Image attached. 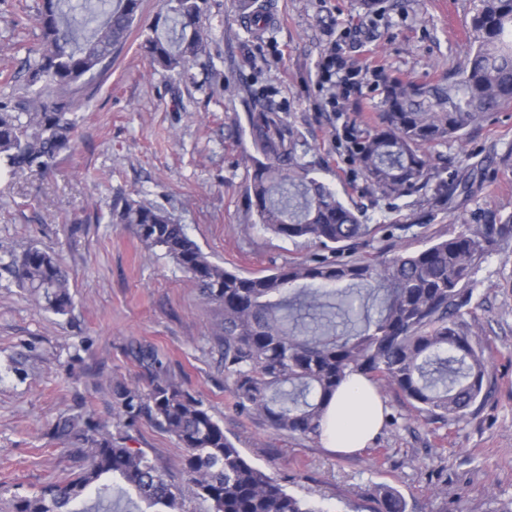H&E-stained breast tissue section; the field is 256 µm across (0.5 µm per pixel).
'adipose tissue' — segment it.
<instances>
[{"label": "adipose tissue", "instance_id": "ef3b65f1", "mask_svg": "<svg viewBox=\"0 0 512 512\" xmlns=\"http://www.w3.org/2000/svg\"><path fill=\"white\" fill-rule=\"evenodd\" d=\"M383 422L381 402L374 387L360 375L346 379L332 398L329 418L320 429L328 447L352 453L367 446Z\"/></svg>", "mask_w": 512, "mask_h": 512}]
</instances>
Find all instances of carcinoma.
<instances>
[{
  "instance_id": "cac0c4a2",
  "label": "carcinoma",
  "mask_w": 512,
  "mask_h": 512,
  "mask_svg": "<svg viewBox=\"0 0 512 512\" xmlns=\"http://www.w3.org/2000/svg\"><path fill=\"white\" fill-rule=\"evenodd\" d=\"M206 0H162L144 52L154 66L185 71L209 54ZM140 0H42L44 49L28 65L25 93L0 100V172L15 178L50 171L77 131L76 94L96 78L126 41ZM471 37L462 62L448 69V87L386 77L372 128L352 136L351 156L369 187L401 198L435 178L432 145L461 142L470 128L512 108V0H473ZM256 156L246 187L258 224L322 250L308 262L265 275H244L209 259L186 226L159 205L112 198L114 224L132 227L146 248L160 249L187 273L203 299L222 310L215 336L235 407L278 432L319 437L336 389L350 375L393 388L428 420H462L490 384L488 359L471 315L473 277L481 261L512 239V215L498 224H468L414 252L377 261L343 257L369 225L296 153L297 130L274 112L250 118ZM485 168L454 173V189L471 193ZM38 303L56 314L72 306L67 271L32 247L0 261ZM133 357L153 374L143 395L116 389L123 424L148 415L184 453L182 471L207 512H316L280 480L256 466L224 434L204 403L165 377L157 352ZM54 433L78 449L83 464L65 482H50L12 503V512H89L84 499L104 502L112 483L145 504L144 512H187L183 490L155 460L81 413L59 419ZM371 512H405L403 498L379 488Z\"/></svg>"
}]
</instances>
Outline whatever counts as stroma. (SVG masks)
I'll return each mask as SVG.
<instances>
[{"label": "stroma", "instance_id": "obj_1", "mask_svg": "<svg viewBox=\"0 0 512 512\" xmlns=\"http://www.w3.org/2000/svg\"><path fill=\"white\" fill-rule=\"evenodd\" d=\"M273 17L263 36L239 21L235 0H207L210 55L188 72L150 66L141 49L161 10L142 0L136 28L86 89L77 141L53 171L0 176V258L30 247L57 254L70 275L73 308L42 310L28 290L0 274V512L16 496L63 481L79 464L53 437L60 415L83 412L124 436L178 485L176 440L140 418L115 420L118 386L148 391L150 375L130 355L155 348L166 374L197 399L255 465L319 512H370L374 487H389L407 512H512V239L476 274L475 325L492 387L459 423L418 419L393 389L380 394L392 425L345 454L320 439L277 434L237 414L225 387L224 355L212 334L221 317L195 282L130 229L105 221L113 196L166 208L210 260L262 274L316 253L315 245L261 230L245 196L253 168L250 112L278 113L301 134L297 152L314 176L359 208L372 232L358 255L421 249L466 224L512 214V110L440 146V177L484 162L489 176L470 196L436 200L427 188L392 200L367 188L348 152L350 131L376 121L383 75L447 86L464 53L471 0H265ZM40 0H0V98L22 92L27 60L43 50ZM343 47L353 85L340 95L322 66ZM448 481L453 493L435 495Z\"/></svg>", "mask_w": 512, "mask_h": 512}]
</instances>
